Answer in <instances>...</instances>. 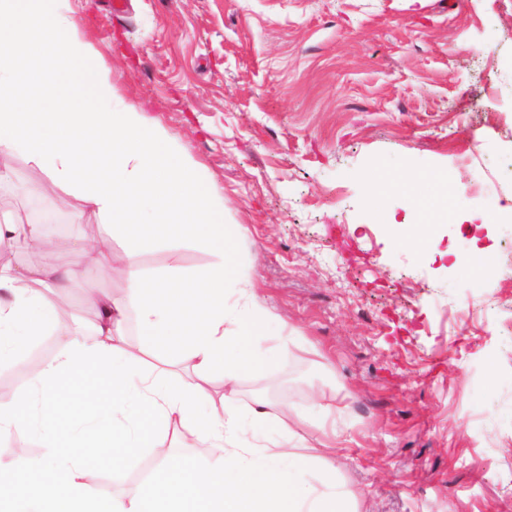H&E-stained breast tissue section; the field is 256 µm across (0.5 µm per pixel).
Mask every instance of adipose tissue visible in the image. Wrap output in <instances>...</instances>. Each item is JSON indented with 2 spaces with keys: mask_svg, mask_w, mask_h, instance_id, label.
Listing matches in <instances>:
<instances>
[{
  "mask_svg": "<svg viewBox=\"0 0 512 512\" xmlns=\"http://www.w3.org/2000/svg\"><path fill=\"white\" fill-rule=\"evenodd\" d=\"M63 2L0 0V156L30 155L41 171L79 192L90 212L128 238L126 298L92 292V305L103 310L100 319L90 328L71 329L28 395L0 401V439L19 434L42 450L22 465L19 480L0 477V512H213L216 502L222 512H355L334 462L305 445L287 411L272 413L262 404L237 407L242 373H262L288 356L287 346L266 345L279 319L241 273L224 204L208 192L203 170L162 126L116 103L98 51ZM44 31L53 33L65 61L81 66L70 78L80 109L26 122L16 89L34 37ZM164 200L184 213L178 241L213 249L215 260L207 268L171 267L151 276L141 267L133 234L167 223V214L158 209ZM57 246L77 253L82 267L0 266V362L58 331L55 299L66 297L79 270L105 260L90 242L61 240ZM231 293L243 297V304L228 303ZM131 311L152 366L124 342L120 326ZM177 366L190 377L175 390L168 380ZM215 376L223 385L217 395L210 391ZM18 404L30 406L26 420L14 419ZM102 405L112 425L107 442L93 437ZM67 408L83 414L58 427L50 412ZM146 409L155 420L153 446L181 430L219 449V456L206 469L191 458L167 456L132 499L93 497L78 449L135 456L143 446L140 417ZM247 431L248 441L242 438ZM216 480L224 487L217 501L205 493Z\"/></svg>",
  "mask_w": 512,
  "mask_h": 512,
  "instance_id": "obj_1",
  "label": "adipose tissue"
}]
</instances>
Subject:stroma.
Masks as SVG:
<instances>
[{"label":"stroma","mask_w":512,"mask_h":512,"mask_svg":"<svg viewBox=\"0 0 512 512\" xmlns=\"http://www.w3.org/2000/svg\"><path fill=\"white\" fill-rule=\"evenodd\" d=\"M120 103L173 133L235 225L240 269L287 359L243 375L241 408L336 411L332 459L357 512H512V0H66ZM443 177L416 206L374 174ZM14 205L62 204L69 239L104 228L28 155ZM430 214L423 244L391 223ZM144 233L142 268L201 270L193 242ZM500 262L481 281L455 259ZM144 448L99 470L132 497Z\"/></svg>","instance_id":"stroma-1"}]
</instances>
